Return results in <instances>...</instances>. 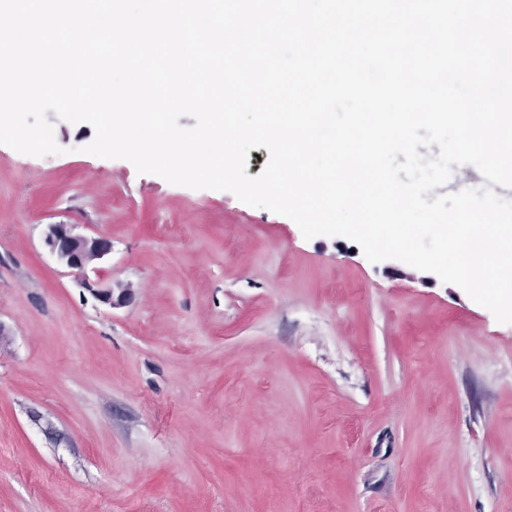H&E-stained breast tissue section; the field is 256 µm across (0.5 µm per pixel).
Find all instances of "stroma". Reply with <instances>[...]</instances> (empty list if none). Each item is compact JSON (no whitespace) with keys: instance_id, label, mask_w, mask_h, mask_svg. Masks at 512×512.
I'll return each mask as SVG.
<instances>
[{"instance_id":"stroma-1","label":"stroma","mask_w":512,"mask_h":512,"mask_svg":"<svg viewBox=\"0 0 512 512\" xmlns=\"http://www.w3.org/2000/svg\"><path fill=\"white\" fill-rule=\"evenodd\" d=\"M47 119L62 154L0 145V512H512V324ZM76 224H50L45 245L50 256L60 265L75 271L77 282L97 301L112 308L128 302V289L115 294L110 287L95 288L100 284L99 263L112 252V243L100 236L77 232ZM93 275L96 280L91 279Z\"/></svg>"}]
</instances>
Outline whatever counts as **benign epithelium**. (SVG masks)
<instances>
[{"label": "benign epithelium", "mask_w": 512, "mask_h": 512, "mask_svg": "<svg viewBox=\"0 0 512 512\" xmlns=\"http://www.w3.org/2000/svg\"><path fill=\"white\" fill-rule=\"evenodd\" d=\"M76 224H50L45 235V245L50 256L59 264L75 271L77 282L97 301L111 308L128 302L129 292H114L110 287H99V263L112 252V243L100 236L77 231Z\"/></svg>", "instance_id": "7a95c632"}]
</instances>
